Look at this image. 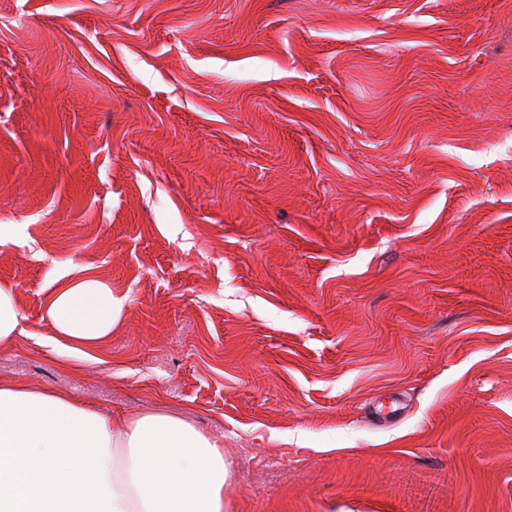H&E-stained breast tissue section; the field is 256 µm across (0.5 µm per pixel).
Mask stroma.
<instances>
[{
    "instance_id": "obj_1",
    "label": "stroma",
    "mask_w": 512,
    "mask_h": 512,
    "mask_svg": "<svg viewBox=\"0 0 512 512\" xmlns=\"http://www.w3.org/2000/svg\"><path fill=\"white\" fill-rule=\"evenodd\" d=\"M1 224L0 384L192 420L231 512H512V0H0ZM80 270L79 275L66 272L57 277L46 305L55 330L53 351L65 360L93 359L91 351L111 336L126 301L105 279ZM22 315L11 288L0 287V346L13 343L21 332Z\"/></svg>"
}]
</instances>
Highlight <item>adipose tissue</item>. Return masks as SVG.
<instances>
[{
    "label": "adipose tissue",
    "mask_w": 512,
    "mask_h": 512,
    "mask_svg": "<svg viewBox=\"0 0 512 512\" xmlns=\"http://www.w3.org/2000/svg\"><path fill=\"white\" fill-rule=\"evenodd\" d=\"M125 306L103 278L57 277L46 315L54 351L88 359ZM219 442L150 412L120 423L61 393L0 386V512H228Z\"/></svg>",
    "instance_id": "obj_1"
}]
</instances>
